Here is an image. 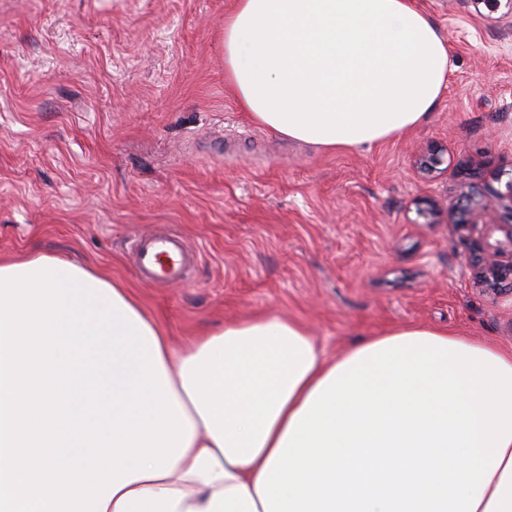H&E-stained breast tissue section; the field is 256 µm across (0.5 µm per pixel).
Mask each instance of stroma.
I'll return each mask as SVG.
<instances>
[{
    "instance_id": "1",
    "label": "stroma",
    "mask_w": 512,
    "mask_h": 512,
    "mask_svg": "<svg viewBox=\"0 0 512 512\" xmlns=\"http://www.w3.org/2000/svg\"><path fill=\"white\" fill-rule=\"evenodd\" d=\"M455 70L419 128L325 152L254 126L224 82L232 0H0V258L69 256L134 291L173 346L257 313L305 323L327 354L403 325L512 348V295L425 224L465 185L512 224V9L418 0ZM439 147L445 172H420ZM171 227L195 285H147L125 251Z\"/></svg>"
}]
</instances>
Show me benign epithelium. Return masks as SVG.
<instances>
[{"label":"benign epithelium","instance_id":"1","mask_svg":"<svg viewBox=\"0 0 512 512\" xmlns=\"http://www.w3.org/2000/svg\"><path fill=\"white\" fill-rule=\"evenodd\" d=\"M445 162L444 152L431 149L419 159L420 169L425 173H434ZM493 210L489 202H483L467 193L463 196L457 214V227L478 236L472 240V247L465 259V268L470 270L476 279L493 291L499 292L512 288V264L503 265L500 258L507 253L512 256V225L493 224L485 221ZM417 215L425 224L438 223L439 211L431 201L416 203ZM499 232L503 239L490 242L493 233Z\"/></svg>","mask_w":512,"mask_h":512}]
</instances>
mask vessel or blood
Instances as JSON below:
<instances>
[{"label": "vessel or blood", "instance_id": "b4317fda", "mask_svg": "<svg viewBox=\"0 0 512 512\" xmlns=\"http://www.w3.org/2000/svg\"><path fill=\"white\" fill-rule=\"evenodd\" d=\"M128 250L137 272L146 282L193 286L191 272L198 258L180 234L167 229L140 234L130 239Z\"/></svg>", "mask_w": 512, "mask_h": 512}]
</instances>
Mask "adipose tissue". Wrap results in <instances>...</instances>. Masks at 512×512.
<instances>
[{"instance_id": "adipose-tissue-1", "label": "adipose tissue", "mask_w": 512, "mask_h": 512, "mask_svg": "<svg viewBox=\"0 0 512 512\" xmlns=\"http://www.w3.org/2000/svg\"><path fill=\"white\" fill-rule=\"evenodd\" d=\"M453 71L415 0H234L249 120L327 152L420 127ZM0 512H512V349L421 325L327 355L255 314L174 347L130 289L0 259Z\"/></svg>"}]
</instances>
